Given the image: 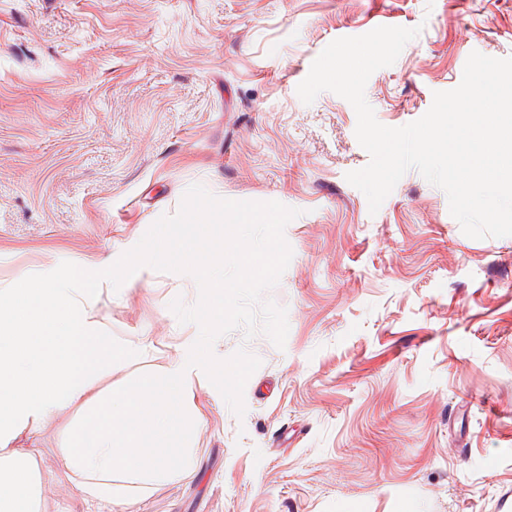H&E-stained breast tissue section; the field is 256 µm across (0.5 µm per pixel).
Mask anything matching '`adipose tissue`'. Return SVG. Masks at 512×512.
Instances as JSON below:
<instances>
[{"instance_id": "adipose-tissue-1", "label": "adipose tissue", "mask_w": 512, "mask_h": 512, "mask_svg": "<svg viewBox=\"0 0 512 512\" xmlns=\"http://www.w3.org/2000/svg\"><path fill=\"white\" fill-rule=\"evenodd\" d=\"M206 198L202 192L188 202L179 232L133 241L129 273L100 277L102 262L92 255L64 273L46 269L0 283V512H44L51 478L17 443L65 413L59 452L83 512H136L154 487L191 474V436L203 414L188 379L210 367L208 349L186 339L166 367L113 382V371L147 350L113 342L98 307L124 295L130 278L174 267L197 289L191 319L223 326L227 283L218 238L242 222L223 208L206 209Z\"/></svg>"}]
</instances>
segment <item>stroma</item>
<instances>
[{
    "label": "stroma",
    "instance_id": "1",
    "mask_svg": "<svg viewBox=\"0 0 512 512\" xmlns=\"http://www.w3.org/2000/svg\"><path fill=\"white\" fill-rule=\"evenodd\" d=\"M420 28L365 96L406 125L455 88L472 52L512 57V0H0V281L126 245L194 184L298 209L291 261L268 297L284 347L243 329L216 357L262 361L236 416L208 377L195 468L138 512H512V236L473 239L444 190L409 170L370 213L348 183L368 152L357 115L297 94L333 40ZM163 269L101 305L114 340L168 363L197 336ZM46 512L78 508L56 451Z\"/></svg>",
    "mask_w": 512,
    "mask_h": 512
}]
</instances>
